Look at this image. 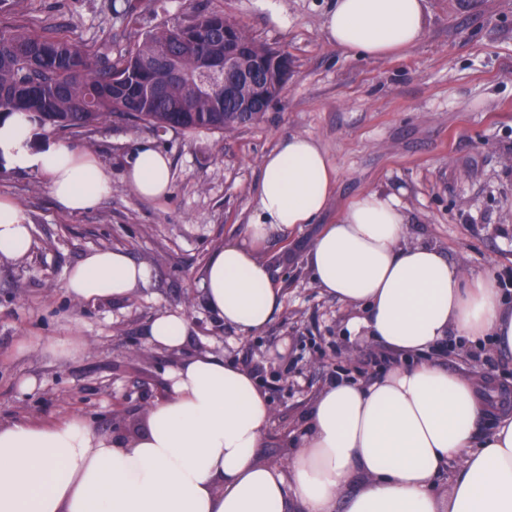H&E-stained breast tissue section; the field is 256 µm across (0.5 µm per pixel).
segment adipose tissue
Masks as SVG:
<instances>
[{
	"mask_svg": "<svg viewBox=\"0 0 512 512\" xmlns=\"http://www.w3.org/2000/svg\"><path fill=\"white\" fill-rule=\"evenodd\" d=\"M425 2L335 0L325 37L349 57L403 56L425 37ZM31 129L26 112L0 115V164L43 177L63 213L95 209L112 187L106 168L63 142L36 146ZM125 180L141 198H164L168 155L141 146ZM335 189L336 167L312 136H289L264 156L255 218L203 269L207 305L225 324L245 337L268 328L284 296L259 253L273 234L320 224ZM406 220L398 194L368 190L320 224L305 253L315 286L357 309L351 336L396 360L370 382L340 377L321 390L289 437L286 467L259 454L271 405L257 375L186 353L191 322L165 310L144 336L177 361L147 432L115 438L78 415L0 423V512H512V415L478 434L498 407L492 380L429 357L451 338L512 354V306L495 274L407 243ZM31 245L19 203L0 195V261L26 257ZM150 280V268L124 251L96 249L70 269L65 288L95 304L126 299Z\"/></svg>",
	"mask_w": 512,
	"mask_h": 512,
	"instance_id": "ef3b65f1",
	"label": "adipose tissue"
}]
</instances>
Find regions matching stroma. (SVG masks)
Listing matches in <instances>:
<instances>
[{
    "label": "stroma",
    "instance_id": "stroma-1",
    "mask_svg": "<svg viewBox=\"0 0 512 512\" xmlns=\"http://www.w3.org/2000/svg\"><path fill=\"white\" fill-rule=\"evenodd\" d=\"M332 0H0V30L54 27L99 56L116 57L151 31L199 12L235 20L252 38L287 53L291 76L263 117L233 132L156 131L115 118L78 134L41 136L93 153L112 190L81 215L59 211L43 178L0 170V195L15 198L29 224L27 259L0 261V422H51L72 415L108 434L148 429L146 394H158L176 358L143 338L147 321L180 309L192 323L187 349L224 356L255 372L273 414L260 454L285 464L288 436L311 399L345 375L381 376L390 358L348 340L353 308L320 293L302 258L318 227L275 234L262 253L285 306L258 336L240 337L207 306L203 264L241 235L257 207L263 157L290 135L316 137L336 166V193L323 222L369 189L403 190L410 242L426 240L452 261L512 275V0H426L421 44L391 60L337 52L324 24ZM144 143L172 162V190L140 198L124 167ZM122 249L152 271L147 287L96 305L65 290L71 267L93 249ZM81 337L71 358L51 352ZM450 369L487 370L512 387V356L480 359L457 348ZM30 379L29 392L18 384Z\"/></svg>",
    "mask_w": 512,
    "mask_h": 512
}]
</instances>
